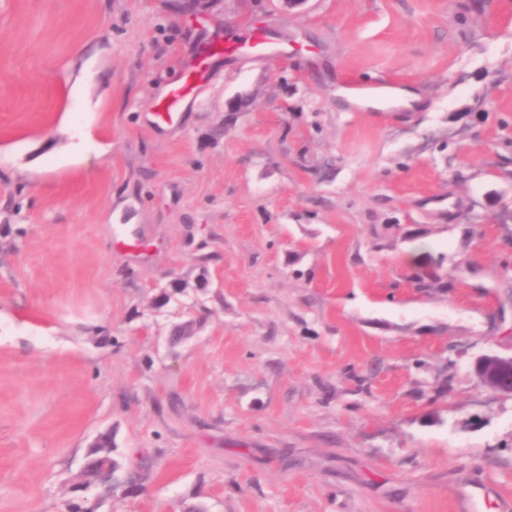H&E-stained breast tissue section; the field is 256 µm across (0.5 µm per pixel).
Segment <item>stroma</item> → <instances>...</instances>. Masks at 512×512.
I'll return each mask as SVG.
<instances>
[{
	"label": "stroma",
	"mask_w": 512,
	"mask_h": 512,
	"mask_svg": "<svg viewBox=\"0 0 512 512\" xmlns=\"http://www.w3.org/2000/svg\"><path fill=\"white\" fill-rule=\"evenodd\" d=\"M507 210L512 0H0V512H500ZM205 76L206 70L200 68L190 72L182 84L169 89L158 112H155L158 120L165 123L176 120L182 103L190 95L194 85L202 81ZM474 361L479 383L496 395L512 399V353H483ZM111 452V448H105L104 446L95 448L93 454L97 455V457L91 461L83 474L84 481L81 484L82 488L86 490L91 486L95 482L96 476L100 470L115 468V463L112 461V457L110 456Z\"/></svg>",
	"instance_id": "stroma-1"
}]
</instances>
